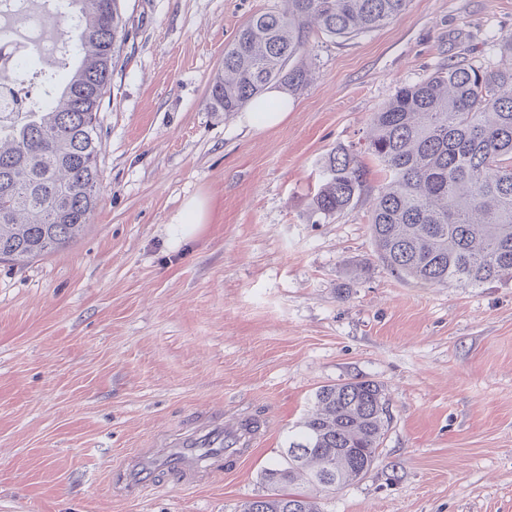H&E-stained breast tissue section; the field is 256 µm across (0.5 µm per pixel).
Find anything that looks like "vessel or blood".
Masks as SVG:
<instances>
[{
    "label": "vessel or blood",
    "mask_w": 512,
    "mask_h": 512,
    "mask_svg": "<svg viewBox=\"0 0 512 512\" xmlns=\"http://www.w3.org/2000/svg\"><path fill=\"white\" fill-rule=\"evenodd\" d=\"M250 421L239 417L233 423L216 424L204 434L193 433L189 437L159 448L135 460L124 472L122 488L130 494L143 493L147 483L143 478L146 470L158 467L169 472L177 481L186 482L200 476L231 469L242 456L236 448L238 440Z\"/></svg>",
    "instance_id": "vessel-or-blood-1"
}]
</instances>
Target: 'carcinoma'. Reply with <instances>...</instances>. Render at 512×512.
Wrapping results in <instances>:
<instances>
[{
  "label": "carcinoma",
  "instance_id": "obj_1",
  "mask_svg": "<svg viewBox=\"0 0 512 512\" xmlns=\"http://www.w3.org/2000/svg\"><path fill=\"white\" fill-rule=\"evenodd\" d=\"M125 0H60L50 12L68 46L47 103L0 119V258L32 260L84 232L101 191L99 114L110 106L112 74L132 37ZM253 14L224 48L206 107L229 116L278 84L296 91L309 71L310 33L350 37L386 25L409 0H282ZM508 64L496 69L450 63L403 85L369 120L368 151L387 172L373 198L370 229L379 259L399 278L426 286L480 288L512 282V36ZM357 153L333 149L311 198L315 223L347 209L365 187ZM391 416L380 384L353 379L315 392L281 459L266 468L271 493L240 512H320L311 496L284 492L298 480L320 490L358 481L379 456Z\"/></svg>",
  "mask_w": 512,
  "mask_h": 512
}]
</instances>
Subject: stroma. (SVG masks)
Segmentation results:
<instances>
[{
  "mask_svg": "<svg viewBox=\"0 0 512 512\" xmlns=\"http://www.w3.org/2000/svg\"><path fill=\"white\" fill-rule=\"evenodd\" d=\"M280 0H126L135 36L100 113L101 200L83 235L0 260V512H237L322 386L380 383L391 423L322 512H512V285L423 287L379 262L385 178L365 134L400 85L450 64L497 68L512 0H410L350 38L311 34L287 119L206 109L224 48ZM358 152L366 187L321 223L320 164ZM208 204L177 242L190 199ZM251 416L230 470L157 471L125 495L130 458Z\"/></svg>",
  "mask_w": 512,
  "mask_h": 512,
  "instance_id": "1",
  "label": "stroma"
}]
</instances>
